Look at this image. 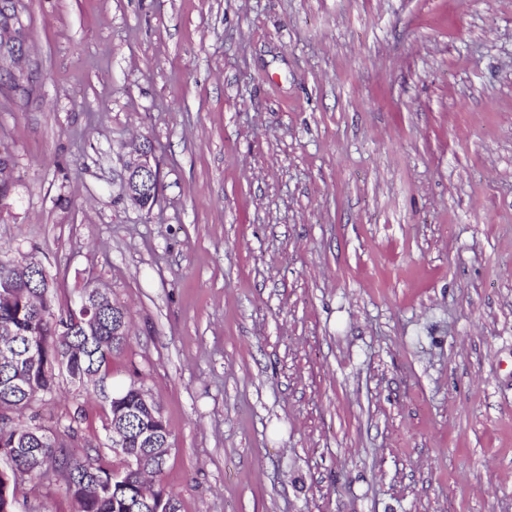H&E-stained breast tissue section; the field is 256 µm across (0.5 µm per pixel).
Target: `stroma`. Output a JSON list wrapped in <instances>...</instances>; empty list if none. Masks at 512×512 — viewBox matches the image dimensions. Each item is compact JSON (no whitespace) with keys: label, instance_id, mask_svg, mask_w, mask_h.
Masks as SVG:
<instances>
[{"label":"stroma","instance_id":"35a3bbf8","mask_svg":"<svg viewBox=\"0 0 512 512\" xmlns=\"http://www.w3.org/2000/svg\"><path fill=\"white\" fill-rule=\"evenodd\" d=\"M0 14V249L126 308L181 512H512V0ZM78 407L115 465L68 377L43 423ZM17 500L74 512L60 476ZM151 154L152 150L137 145L131 150L130 159L126 165L129 176L124 187L128 188L137 178H141L147 183V189L140 190V193H135L130 189L125 192V196L131 203L141 209L148 208L152 200L151 205L153 204L160 185L159 173L150 162Z\"/></svg>","mask_w":512,"mask_h":512}]
</instances>
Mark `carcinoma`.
Returning <instances> with one entry per match:
<instances>
[{
    "instance_id": "1",
    "label": "carcinoma",
    "mask_w": 512,
    "mask_h": 512,
    "mask_svg": "<svg viewBox=\"0 0 512 512\" xmlns=\"http://www.w3.org/2000/svg\"><path fill=\"white\" fill-rule=\"evenodd\" d=\"M11 287H3V281ZM37 276L14 281L0 265V291L8 292L13 302L0 305V330L10 329L16 335L32 339L39 349L34 358L22 351L8 369L0 368V402L9 404L10 412L0 416V459L6 457L12 471L21 477L42 480L50 475L69 474L67 492L75 512H180V502L173 494L150 485L164 473L166 462L155 459L145 439L156 436L159 447H169V431L161 410L145 399L142 386L132 380L115 384L108 401L106 427L112 420L130 415L131 429L126 442L112 449L118 465L108 468L99 462V456L86 452L82 457L72 455L68 442L75 439L86 420L77 408L57 420L55 427L37 424L32 406L47 401L56 392L58 376L64 372L71 382L100 388L90 379L102 381L111 376L112 357L125 346L123 340H112L115 313L124 307L101 294L97 286L88 283L82 288L87 302L100 315V327L93 339H88L83 326L73 320L64 322L66 308L57 301L49 288L39 287ZM28 378L26 390L15 392L10 376L16 372ZM18 482L11 478L0 482V512H15Z\"/></svg>"
}]
</instances>
